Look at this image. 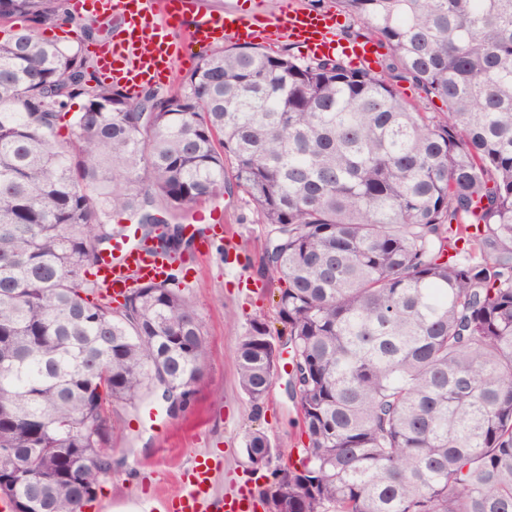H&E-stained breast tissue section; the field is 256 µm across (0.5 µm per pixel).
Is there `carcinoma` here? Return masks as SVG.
Listing matches in <instances>:
<instances>
[{
    "label": "carcinoma",
    "mask_w": 512,
    "mask_h": 512,
    "mask_svg": "<svg viewBox=\"0 0 512 512\" xmlns=\"http://www.w3.org/2000/svg\"><path fill=\"white\" fill-rule=\"evenodd\" d=\"M387 49L375 71L256 46L205 54L181 87L130 94L82 49L46 42L66 0H0V448L36 473L66 440L100 454L114 401L190 399L208 356L182 268L112 306L97 258L224 194L273 226L263 259L300 375L301 467L262 493L295 512H512V0H336ZM445 106L413 112L397 82ZM82 98L80 111L69 113ZM67 133H62V130ZM274 340L239 343L260 407ZM255 453L273 451L262 431ZM76 484L19 487L34 512H82Z\"/></svg>",
    "instance_id": "obj_1"
}]
</instances>
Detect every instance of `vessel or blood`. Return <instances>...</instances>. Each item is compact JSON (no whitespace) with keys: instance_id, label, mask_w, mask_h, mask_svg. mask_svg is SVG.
<instances>
[{"instance_id":"vessel-or-blood-1","label":"vessel or blood","mask_w":512,"mask_h":512,"mask_svg":"<svg viewBox=\"0 0 512 512\" xmlns=\"http://www.w3.org/2000/svg\"><path fill=\"white\" fill-rule=\"evenodd\" d=\"M248 2L233 0L225 11L203 15L195 13V0H73L72 6L91 15L101 8L122 15L123 27L99 43L95 55L102 75L109 79L120 74L131 91L153 82L162 73L173 46L172 34L178 29L188 49L207 48L223 36L243 42H272L285 31L305 43L311 54L330 50L334 25L329 16L312 14L296 5L262 16ZM138 237L136 226L128 225L125 236L113 240L111 255L97 263L98 277L111 296L138 283L160 280L167 270L165 260L138 244ZM211 470L209 458L194 459L184 475L182 494L167 502L165 512H256L257 502L245 488L213 499Z\"/></svg>"}]
</instances>
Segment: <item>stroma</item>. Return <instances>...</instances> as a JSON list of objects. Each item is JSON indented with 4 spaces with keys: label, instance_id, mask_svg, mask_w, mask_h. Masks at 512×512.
<instances>
[{
    "label": "stroma",
    "instance_id": "stroma-1",
    "mask_svg": "<svg viewBox=\"0 0 512 512\" xmlns=\"http://www.w3.org/2000/svg\"><path fill=\"white\" fill-rule=\"evenodd\" d=\"M204 207L217 210L223 229L196 238L185 252L187 273L180 286L200 315L209 345L204 376L185 411L164 416L158 427L138 423L140 404L113 402L105 451L110 468L84 512H111L128 504L140 512H162L165 500L182 493V477L198 455L211 460L213 497L254 485L246 441L257 430L281 452L272 467L299 461L297 409L284 389L289 355L279 360L281 372L263 408H255L243 393L237 373V349L252 320L267 321L276 333L283 329L276 316L279 285L261 269L270 227L232 183Z\"/></svg>",
    "mask_w": 512,
    "mask_h": 512
}]
</instances>
